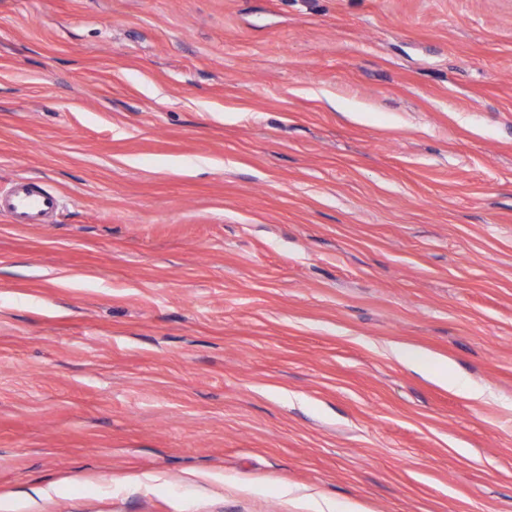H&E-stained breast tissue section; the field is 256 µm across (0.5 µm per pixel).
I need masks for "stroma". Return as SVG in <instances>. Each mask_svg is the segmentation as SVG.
Returning a JSON list of instances; mask_svg holds the SVG:
<instances>
[{
  "mask_svg": "<svg viewBox=\"0 0 512 512\" xmlns=\"http://www.w3.org/2000/svg\"><path fill=\"white\" fill-rule=\"evenodd\" d=\"M20 179L0 512H512V0H0ZM60 205L58 195L43 190L31 180L19 181L0 192V215L7 216L12 224H46L45 217Z\"/></svg>",
  "mask_w": 512,
  "mask_h": 512,
  "instance_id": "obj_1",
  "label": "stroma"
}]
</instances>
